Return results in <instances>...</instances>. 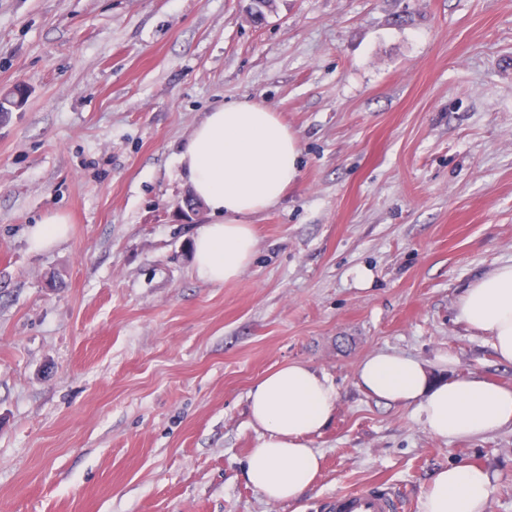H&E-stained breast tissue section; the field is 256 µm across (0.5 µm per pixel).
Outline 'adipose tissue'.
<instances>
[{
  "label": "adipose tissue",
  "instance_id": "1",
  "mask_svg": "<svg viewBox=\"0 0 512 512\" xmlns=\"http://www.w3.org/2000/svg\"><path fill=\"white\" fill-rule=\"evenodd\" d=\"M177 158L207 212L193 235L194 275L212 284L234 279L256 253L251 217L299 181L297 136L258 103L224 104L194 126ZM458 309L470 330L491 337L499 362L512 364V264L475 280ZM356 384L385 404L411 409L425 431L443 440L512 428L511 389L476 374L437 383L424 363L402 353L368 356ZM338 400L334 383L302 362L276 367L251 387L250 423L260 441L244 473L266 500L296 503L313 489L321 455L310 438L327 428ZM490 482L487 470L468 463L438 468L420 496V512H483Z\"/></svg>",
  "mask_w": 512,
  "mask_h": 512
}]
</instances>
